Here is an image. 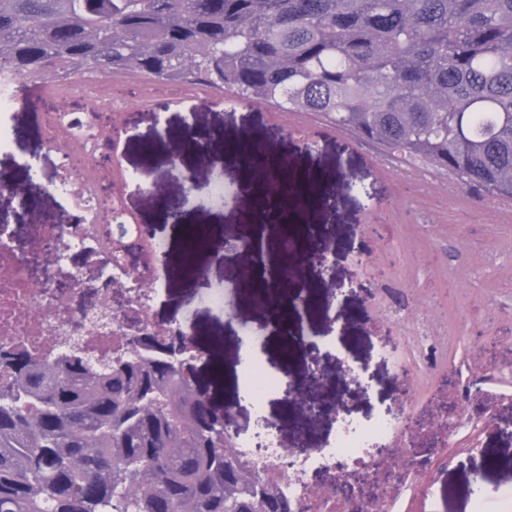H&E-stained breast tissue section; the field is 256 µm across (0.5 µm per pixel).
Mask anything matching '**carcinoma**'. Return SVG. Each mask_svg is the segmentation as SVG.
<instances>
[{"label":"carcinoma","instance_id":"1","mask_svg":"<svg viewBox=\"0 0 512 512\" xmlns=\"http://www.w3.org/2000/svg\"><path fill=\"white\" fill-rule=\"evenodd\" d=\"M123 73L313 112L512 199V0H0V75ZM170 353L1 352L0 512H291Z\"/></svg>","mask_w":512,"mask_h":512}]
</instances>
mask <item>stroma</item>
Segmentation results:
<instances>
[{
	"label": "stroma",
	"instance_id": "stroma-1",
	"mask_svg": "<svg viewBox=\"0 0 512 512\" xmlns=\"http://www.w3.org/2000/svg\"><path fill=\"white\" fill-rule=\"evenodd\" d=\"M192 129L206 141L214 154L211 172L223 173L225 181L246 185L236 206L212 207L198 211L185 197L181 182L168 173L169 155L178 151L182 168L194 167L196 160L185 143L183 132ZM261 143L270 154L288 164L292 174L308 178V196L302 210L307 223L327 225L324 246L332 273L344 290L328 298L322 288L324 274L313 267L301 270L300 285L311 295L309 306L295 305L294 294L281 297L305 342L299 354L287 353L281 335H261L258 348L263 359L280 371L295 391L294 402L274 395L265 414L276 422L286 443H305L319 448L337 427L336 403L329 390L316 386L303 369L309 357L327 364L345 361L353 366L368 365L371 381L361 387L343 380L348 413L365 421L386 409L398 408V394L405 381L399 368L411 358L410 351H381L372 325L381 302L399 304L403 289L417 290L428 303L448 311V332L457 344L445 352L449 364L463 357L482 365V345L495 336L512 335V222L499 220L496 200L477 201L441 171L397 163L374 143L324 126L311 118L296 126L295 115L263 105L245 102L218 103L201 96L190 107L174 105L163 124H140L121 145L124 168L138 174L145 191L130 189L127 205L137 223L154 229L165 242L169 265L183 268L182 278L171 280L166 292L155 302L156 321L179 323L201 357L198 368L214 399L229 410L239 423L252 417L243 394L244 368L236 352L238 332L227 333L223 313L208 307V292L220 290L227 306L236 308L240 327L259 328L272 310L260 305L261 286L226 274L224 232L232 229L249 233L250 208L255 197L249 184L255 174L247 156L234 154L240 134ZM16 154L0 153V181H32L37 210L44 219L66 218L64 204L47 192L61 163L59 154L49 151L42 139L35 113L19 112L14 124ZM354 182L385 188L393 197L391 222L381 239H369L362 230L371 220L362 196L351 192L327 207L321 197L325 185L339 175ZM180 209L178 237H171L170 209ZM207 227V243L195 252L187 250V233L196 225ZM383 261L389 266L378 283L377 299L350 288L361 273L359 255ZM199 277L200 289L190 288L189 278ZM314 402L319 413L308 422L295 423V402ZM475 412H490L492 421L482 434V450L454 456L449 465L434 472V487L425 512H475L483 502L485 512H499L504 492H512V398L495 406L477 402ZM483 487L475 496L474 484Z\"/></svg>",
	"mask_w": 512,
	"mask_h": 512
}]
</instances>
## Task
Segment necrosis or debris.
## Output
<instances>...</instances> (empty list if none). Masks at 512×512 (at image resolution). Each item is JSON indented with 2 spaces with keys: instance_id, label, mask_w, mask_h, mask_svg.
I'll list each match as a JSON object with an SVG mask.
<instances>
[{
  "instance_id": "obj_1",
  "label": "necrosis or debris",
  "mask_w": 512,
  "mask_h": 512,
  "mask_svg": "<svg viewBox=\"0 0 512 512\" xmlns=\"http://www.w3.org/2000/svg\"><path fill=\"white\" fill-rule=\"evenodd\" d=\"M51 94L79 96L93 111L118 113L126 107L99 76L42 86L19 78L0 82V152L12 148L7 120L14 111ZM39 123L48 150H56V133L63 130L88 158L95 157L103 139L118 145L128 135L120 126L107 133L90 122L73 127L69 113L62 111L40 113ZM51 192L69 203L68 223L39 224L28 237L18 236L13 225L0 224V352L22 347L34 356L52 357L73 350L110 359L132 348L135 338L156 333L152 306L166 290L169 274L154 264L153 255L164 242L144 240L143 279L133 281L124 255L95 232V169L88 165L59 172ZM432 330L423 319L415 333L405 336L414 350L408 374L421 376L439 366L441 356L429 340ZM397 433L395 422L384 415L366 425L343 419L320 448H289L273 435L259 449L251 436L234 428L225 439L243 466L288 496L292 512H414V502L430 493L432 469L419 463L404 466L405 451L394 445ZM347 474L376 476L377 499L344 503L313 489L315 480L332 483Z\"/></svg>"
}]
</instances>
